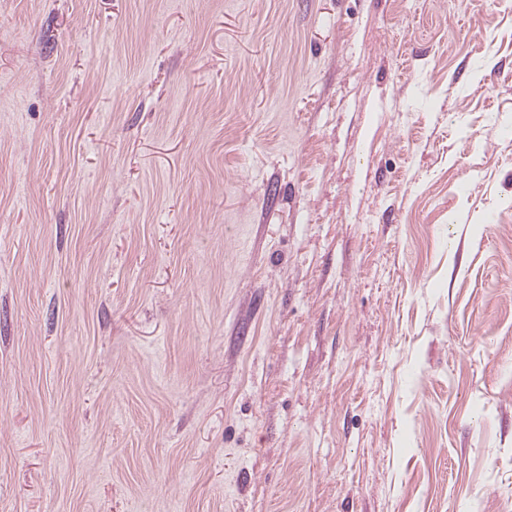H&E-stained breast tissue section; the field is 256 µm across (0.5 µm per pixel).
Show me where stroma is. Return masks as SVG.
<instances>
[{
    "instance_id": "obj_1",
    "label": "stroma",
    "mask_w": 512,
    "mask_h": 512,
    "mask_svg": "<svg viewBox=\"0 0 512 512\" xmlns=\"http://www.w3.org/2000/svg\"><path fill=\"white\" fill-rule=\"evenodd\" d=\"M0 512H512V0H0Z\"/></svg>"
}]
</instances>
